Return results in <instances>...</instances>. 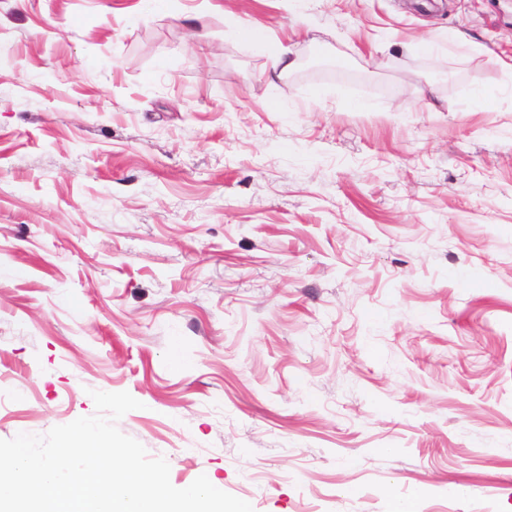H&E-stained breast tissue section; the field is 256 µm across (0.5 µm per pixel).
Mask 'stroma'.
Returning a JSON list of instances; mask_svg holds the SVG:
<instances>
[{"instance_id": "1", "label": "stroma", "mask_w": 512, "mask_h": 512, "mask_svg": "<svg viewBox=\"0 0 512 512\" xmlns=\"http://www.w3.org/2000/svg\"><path fill=\"white\" fill-rule=\"evenodd\" d=\"M507 57L512 0H0V439L126 391L179 489L512 512Z\"/></svg>"}]
</instances>
